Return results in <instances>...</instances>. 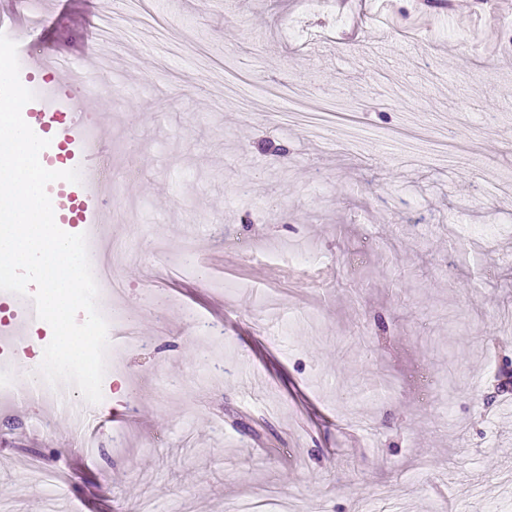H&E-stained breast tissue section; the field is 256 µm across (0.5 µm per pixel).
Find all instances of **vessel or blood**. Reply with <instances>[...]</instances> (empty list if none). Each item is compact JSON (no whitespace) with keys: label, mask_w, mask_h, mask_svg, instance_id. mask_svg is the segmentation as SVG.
<instances>
[{"label":"vessel or blood","mask_w":512,"mask_h":512,"mask_svg":"<svg viewBox=\"0 0 512 512\" xmlns=\"http://www.w3.org/2000/svg\"><path fill=\"white\" fill-rule=\"evenodd\" d=\"M41 22L18 23L13 15L0 12V32L17 44L20 80L28 82L31 73L48 71L52 81L35 86V97L22 109V117L37 135H49L50 150L65 149L81 173L80 182L69 190L51 196L56 223H64L66 215H73L91 237L92 245H99L103 231L102 197L112 189L111 178H103L99 170L106 156L102 137L88 138L82 122L69 112L68 101L61 88L76 71L69 57L37 50Z\"/></svg>","instance_id":"1"}]
</instances>
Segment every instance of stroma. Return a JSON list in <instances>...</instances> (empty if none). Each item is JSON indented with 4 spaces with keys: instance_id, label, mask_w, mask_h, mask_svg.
<instances>
[{
    "instance_id": "1",
    "label": "stroma",
    "mask_w": 512,
    "mask_h": 512,
    "mask_svg": "<svg viewBox=\"0 0 512 512\" xmlns=\"http://www.w3.org/2000/svg\"><path fill=\"white\" fill-rule=\"evenodd\" d=\"M419 8L49 15L47 49L103 54L84 109L138 172L106 202L140 345L85 430L0 396L6 512L512 508V14L488 55L480 13Z\"/></svg>"
}]
</instances>
